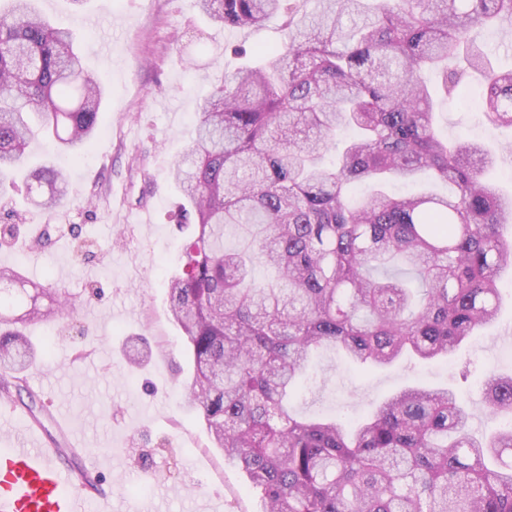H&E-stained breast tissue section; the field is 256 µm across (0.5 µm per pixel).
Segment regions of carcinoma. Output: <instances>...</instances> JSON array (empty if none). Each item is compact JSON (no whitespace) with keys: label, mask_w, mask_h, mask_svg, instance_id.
Returning <instances> with one entry per match:
<instances>
[{"label":"carcinoma","mask_w":512,"mask_h":512,"mask_svg":"<svg viewBox=\"0 0 512 512\" xmlns=\"http://www.w3.org/2000/svg\"><path fill=\"white\" fill-rule=\"evenodd\" d=\"M225 28L283 17L287 40L223 76L198 101L194 136L171 177L178 228L190 229L167 284L169 313L193 370L188 410L246 474L263 512H512V421L482 437L446 387L406 386L341 423L290 411L311 353L343 351L375 369L406 355L446 360L495 320L498 279L512 268V195L485 178L497 158L434 126L423 73L446 95L465 71L491 126H512V68L480 40L512 24V0H198ZM77 34L37 0L0 4V190L16 174L53 212L66 171L33 166L38 134L80 160L104 90ZM423 171L447 195L394 197L390 181ZM270 267L275 277L259 276ZM35 300L0 269V305ZM56 308L0 314V391L27 388L24 327ZM487 413L512 417V374L484 380Z\"/></svg>","instance_id":"carcinoma-1"}]
</instances>
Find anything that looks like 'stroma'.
<instances>
[{
  "mask_svg": "<svg viewBox=\"0 0 512 512\" xmlns=\"http://www.w3.org/2000/svg\"><path fill=\"white\" fill-rule=\"evenodd\" d=\"M39 7L86 33V65L105 89L98 135L80 163L43 138L29 147V163L49 157L67 169L63 207L47 214L30 206L20 181L0 193V225L17 227L0 247V268L71 297L62 317L27 330L38 353L25 377L44 407L43 431L96 471L111 512L151 504L161 512H261L244 473L184 408L191 364L167 297L180 244L171 220L180 196L169 171L189 142L197 101L246 64L231 45L276 44L283 21L229 30L204 19L197 0H39ZM179 44L196 64L181 61ZM437 124L449 137L483 141L512 171V129L480 124L476 102L441 103ZM46 230L53 245L33 248ZM500 288L496 323L448 363L399 361L364 373L333 352L315 354L302 411L348 419L415 382L455 389L469 404L472 431L487 433L494 422L482 382L512 372V274L503 273ZM79 347L87 351L80 359Z\"/></svg>",
  "mask_w": 512,
  "mask_h": 512,
  "instance_id": "1",
  "label": "stroma"
}]
</instances>
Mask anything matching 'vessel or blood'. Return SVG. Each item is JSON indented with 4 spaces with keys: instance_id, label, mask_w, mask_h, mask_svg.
Wrapping results in <instances>:
<instances>
[{
    "instance_id": "b4317fda",
    "label": "vessel or blood",
    "mask_w": 512,
    "mask_h": 512,
    "mask_svg": "<svg viewBox=\"0 0 512 512\" xmlns=\"http://www.w3.org/2000/svg\"><path fill=\"white\" fill-rule=\"evenodd\" d=\"M88 490L40 434L27 447L0 449V512H84Z\"/></svg>"
}]
</instances>
